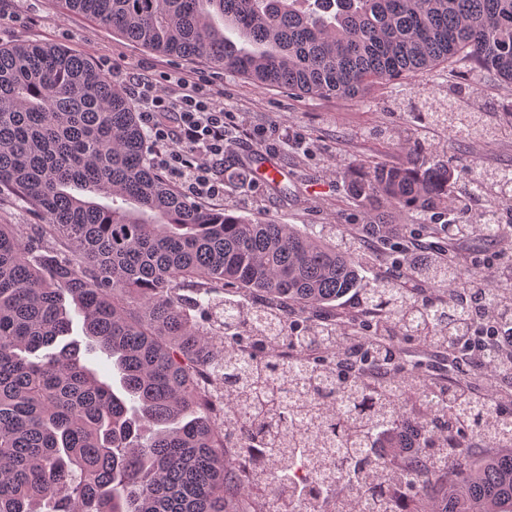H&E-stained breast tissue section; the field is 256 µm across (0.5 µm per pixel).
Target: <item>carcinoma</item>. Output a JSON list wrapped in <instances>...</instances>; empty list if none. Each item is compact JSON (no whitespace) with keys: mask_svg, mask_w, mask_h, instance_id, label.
<instances>
[{"mask_svg":"<svg viewBox=\"0 0 512 512\" xmlns=\"http://www.w3.org/2000/svg\"><path fill=\"white\" fill-rule=\"evenodd\" d=\"M64 2L151 51L260 88L354 98L453 58L512 82V0H319L318 12L307 0ZM425 106L431 127L484 133L451 99ZM144 142L132 102L91 59L24 40L0 46V199L45 220L27 240L0 224V512H250L247 486L267 492L274 512H303L351 461L376 469L359 425L421 443L405 482L380 472L359 488L368 512H396L405 487L414 488L406 512H512V426L496 423L491 402L448 408L447 389L415 371L371 392L360 381L340 389L324 360H309L301 379L289 358L263 350L292 340L290 305L307 310L314 349L341 345L322 335V312L358 289L355 250L191 204L147 163ZM453 177L416 157L363 163L348 191L366 215L438 217L456 207ZM415 272L433 286L466 276L423 257ZM226 286L256 301L218 329L194 322L177 295ZM369 292L428 346L448 345V314L427 322L426 304L395 280ZM101 355L121 392L91 367ZM211 377L226 383L231 412L215 410ZM412 395L434 407L428 421L406 412ZM469 421L503 452L476 459L429 439ZM257 445L275 467L228 465ZM300 456L309 483L293 480Z\"/></svg>","mask_w":512,"mask_h":512,"instance_id":"carcinoma-1","label":"carcinoma"}]
</instances>
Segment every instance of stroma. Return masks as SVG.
Wrapping results in <instances>:
<instances>
[{"instance_id":"stroma-1","label":"stroma","mask_w":512,"mask_h":512,"mask_svg":"<svg viewBox=\"0 0 512 512\" xmlns=\"http://www.w3.org/2000/svg\"><path fill=\"white\" fill-rule=\"evenodd\" d=\"M0 11L18 16L11 30L0 33V42L19 40L57 45L89 57L96 65L117 64L124 86L128 72L159 77L177 68L190 80L212 75L213 67L202 60H181L143 48L88 16L64 8L61 0H0ZM224 105L237 112L246 129H279L300 133L305 149L277 141L268 151L248 137H241L224 160L227 190L222 199L200 200V207L227 208L252 220L292 224L306 232L331 226L343 237L359 238L363 269L362 286L389 277L395 254L367 236L366 218L348 193L345 175L366 160L393 165L406 163L415 146L427 149L432 161H446L455 169L451 191L461 200L468 216L499 205V195L474 200L465 192L471 164L495 173L512 171V85L493 75L470 70L466 63L441 64L389 83L372 85L360 96H299L288 89H260L249 80L224 76ZM456 99L463 111L481 113L494 138L456 136L426 125L420 113L424 100ZM266 156L285 175L279 189L260 186L254 197L243 199L234 192L238 176L259 156ZM402 359L427 363L426 375L436 387L465 382L461 373L449 372L447 354H436L415 340H400Z\"/></svg>"}]
</instances>
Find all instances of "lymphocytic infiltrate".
I'll use <instances>...</instances> for the list:
<instances>
[{
    "instance_id": "1",
    "label": "lymphocytic infiltrate",
    "mask_w": 512,
    "mask_h": 512,
    "mask_svg": "<svg viewBox=\"0 0 512 512\" xmlns=\"http://www.w3.org/2000/svg\"><path fill=\"white\" fill-rule=\"evenodd\" d=\"M130 90L150 140L155 168L176 181L186 199L223 197L224 156L236 144L243 126L235 112L225 109L223 92L208 90L179 73L166 74L161 80L137 77ZM502 213L499 207L484 209L477 227L449 225L447 238L438 241L426 225L395 239L379 238L383 249L398 253L396 267L404 288H417L419 280L412 268L419 252L425 250L466 271V278L447 285L449 292L458 296L448 306L458 324L452 346L458 363L490 381L512 369V297L506 294L512 288V265H502L495 253L468 257L460 248L476 233L511 243L512 225L503 223ZM352 307L346 371L371 386L401 375L402 364L382 366L363 359L361 339L367 336L387 345L403 336V328L380 315L365 296H358Z\"/></svg>"
}]
</instances>
